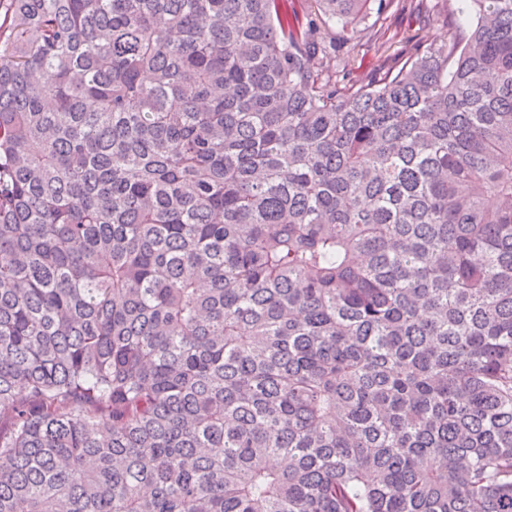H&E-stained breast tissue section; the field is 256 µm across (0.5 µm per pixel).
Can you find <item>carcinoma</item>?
<instances>
[{"instance_id": "obj_1", "label": "carcinoma", "mask_w": 512, "mask_h": 512, "mask_svg": "<svg viewBox=\"0 0 512 512\" xmlns=\"http://www.w3.org/2000/svg\"><path fill=\"white\" fill-rule=\"evenodd\" d=\"M289 2L0 0V512H512V0ZM418 1L404 0L400 1L398 6L388 10L381 22L373 28L377 12L381 9V3L373 0L371 4V15L357 25L359 35V46L354 54L347 57V47L342 44V34L338 29H332L336 33L337 48V68L336 80L342 87H349L372 69L385 66L389 67L390 59L396 57L405 48L404 38H411L412 43L427 44L434 41H442L448 38V25L453 24L457 15L451 14L456 7V1H448V25L446 12L437 14L429 12V17L423 19L412 10ZM425 20V21H423ZM380 28V29H379ZM377 36H375L376 31ZM377 37V40L375 41ZM382 44V45H381ZM380 46V48H379ZM379 48V49H378Z\"/></svg>"}]
</instances>
